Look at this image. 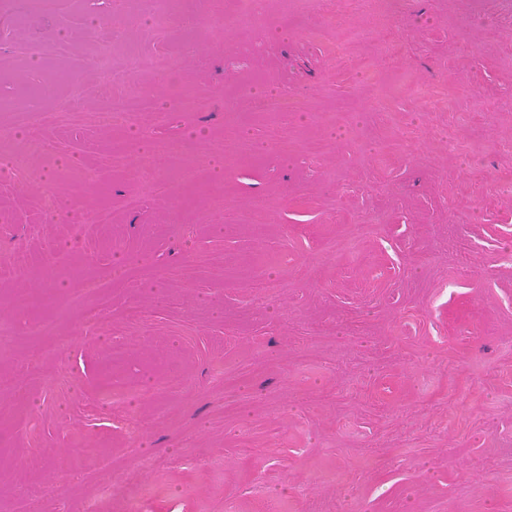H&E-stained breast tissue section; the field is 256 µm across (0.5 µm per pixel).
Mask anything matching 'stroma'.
<instances>
[{
	"mask_svg": "<svg viewBox=\"0 0 512 512\" xmlns=\"http://www.w3.org/2000/svg\"><path fill=\"white\" fill-rule=\"evenodd\" d=\"M235 8L0 0V512H512V0ZM154 101L151 96L140 90H128L126 87L108 97L102 108L95 115L100 125H129L134 122L139 112L152 109Z\"/></svg>",
	"mask_w": 512,
	"mask_h": 512,
	"instance_id": "35a3bbf8",
	"label": "stroma"
}]
</instances>
